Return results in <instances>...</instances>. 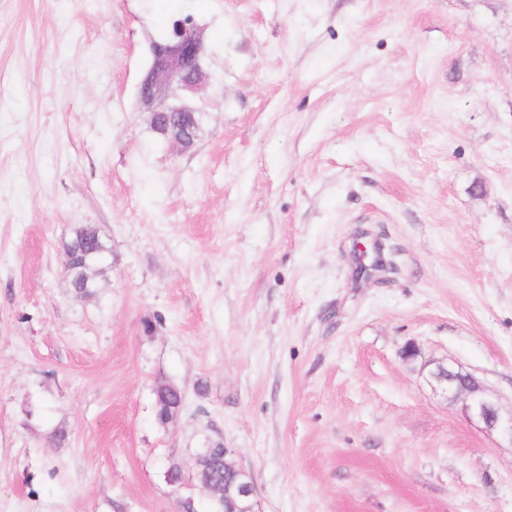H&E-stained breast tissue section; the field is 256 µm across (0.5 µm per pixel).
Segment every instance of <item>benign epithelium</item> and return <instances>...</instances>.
<instances>
[{
  "mask_svg": "<svg viewBox=\"0 0 512 512\" xmlns=\"http://www.w3.org/2000/svg\"><path fill=\"white\" fill-rule=\"evenodd\" d=\"M202 51L200 32L186 22H180L173 38L159 49L151 72L143 77L140 84V97L152 106V114L178 111V108L167 104L169 91L174 86L188 97L207 94L209 78L198 64ZM428 367L433 388L451 398L464 397L465 411L479 419L487 430L497 433L502 441L512 445V414L504 415L472 374L442 362H431ZM240 472L241 469L224 462V474L233 476V479L224 483L223 491H211L212 498L220 499L225 506L224 512H237L240 502L248 504L247 512H259L254 479L251 476L236 477Z\"/></svg>",
  "mask_w": 512,
  "mask_h": 512,
  "instance_id": "1",
  "label": "benign epithelium"
}]
</instances>
